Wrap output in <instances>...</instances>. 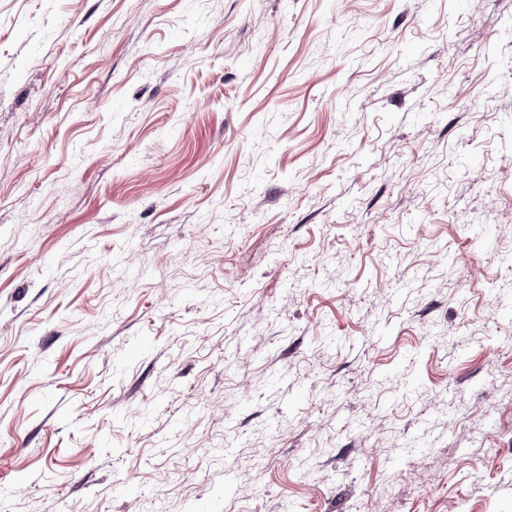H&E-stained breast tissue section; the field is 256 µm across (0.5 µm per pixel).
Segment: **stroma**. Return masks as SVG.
Masks as SVG:
<instances>
[{
    "label": "stroma",
    "mask_w": 512,
    "mask_h": 512,
    "mask_svg": "<svg viewBox=\"0 0 512 512\" xmlns=\"http://www.w3.org/2000/svg\"><path fill=\"white\" fill-rule=\"evenodd\" d=\"M148 498L512 512V0H0V512Z\"/></svg>",
    "instance_id": "stroma-1"
}]
</instances>
